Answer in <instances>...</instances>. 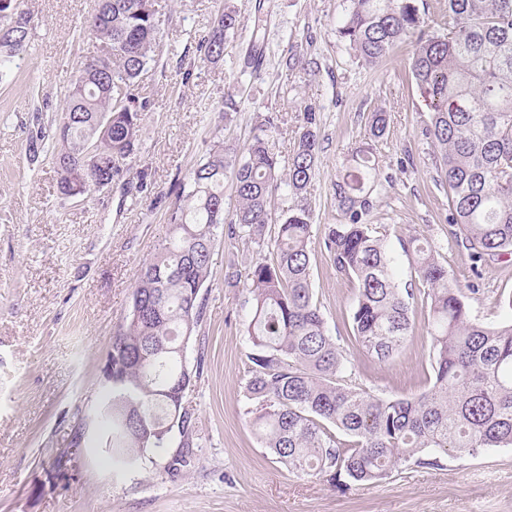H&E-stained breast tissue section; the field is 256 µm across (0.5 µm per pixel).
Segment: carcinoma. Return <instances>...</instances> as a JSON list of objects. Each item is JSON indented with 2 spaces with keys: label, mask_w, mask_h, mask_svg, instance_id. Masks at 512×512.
<instances>
[{
  "label": "carcinoma",
  "mask_w": 512,
  "mask_h": 512,
  "mask_svg": "<svg viewBox=\"0 0 512 512\" xmlns=\"http://www.w3.org/2000/svg\"><path fill=\"white\" fill-rule=\"evenodd\" d=\"M16 2L0 5V75L33 30ZM440 11L447 21L431 29L418 0H349L337 33L366 66L414 42L410 73L431 113L426 135L448 188L450 223L472 259L497 260L512 255V0H444ZM238 26L225 8L198 42L203 57L223 60ZM85 28L105 52L92 59L98 67L79 69L56 123L52 155L67 198L92 194L137 156L145 110L138 89L165 37L154 0H97ZM314 124L312 109L285 166L266 134H256L241 156L215 145L174 191L165 236L142 266L128 321L112 337V391L101 419L116 461L168 448L176 436L190 447L193 412L183 398L193 371L184 359L203 315L200 292L214 249L226 239L264 245L273 192L284 184L299 196L315 172ZM387 125V113H371L368 137H382ZM226 176L237 198L228 217ZM375 177L370 147L356 151L336 183L345 222L328 225L323 243L336 272L358 282L352 337L370 357L398 355L413 329L410 301L425 303L433 370L426 392L379 398L343 383L348 358L312 288L307 207L280 216L272 261L253 262L244 280L236 269L224 275L251 303L245 392L252 428L278 462L334 485L343 477L376 484L412 462L437 466L444 456L512 446V319L471 320L463 289L415 236L403 247L424 288L399 287L383 237L366 223Z\"/></svg>",
  "instance_id": "1"
}]
</instances>
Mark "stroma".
I'll list each match as a JSON object with an SVG mask.
<instances>
[{
    "mask_svg": "<svg viewBox=\"0 0 512 512\" xmlns=\"http://www.w3.org/2000/svg\"><path fill=\"white\" fill-rule=\"evenodd\" d=\"M96 0H21L34 21L30 41L0 75V512H512V447L404 467L378 484L332 487L292 473L248 424L247 295L224 285L228 266L247 273L261 253L224 243L212 256L203 319L188 343L196 377L184 402L195 418L188 466L168 472L172 449L117 465L99 447L103 367L112 336L130 313L140 268L166 231L172 189L216 142L242 154L259 127L288 161L308 108H316L315 174L303 195L279 188L273 214L307 206L311 280L330 335L348 358L349 383L381 398L414 397L429 385L428 311L412 305L414 329L394 359L362 354L351 338L356 280L338 274L323 247L343 216L336 184L365 141L371 112H387L373 141L378 180L368 217L383 235L400 287L419 282L403 249L425 238L456 281L470 289L473 319L512 317V257L472 262L449 222L448 194L425 133L430 114L409 73L405 42L377 66L362 65L336 27L346 0H155L163 45L140 88L147 108L130 172L87 197L57 190L50 158L30 157V138L51 136L52 119L79 66L101 55L82 25ZM239 19L233 60L197 51L218 8ZM265 19L256 73L240 75ZM303 65L285 67L288 53Z\"/></svg>",
    "mask_w": 512,
    "mask_h": 512,
    "instance_id": "1",
    "label": "stroma"
}]
</instances>
